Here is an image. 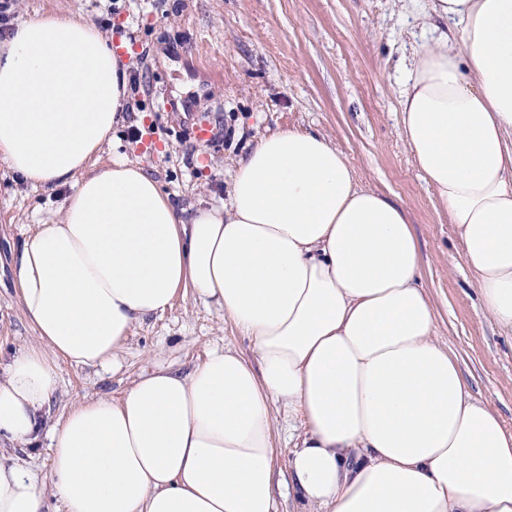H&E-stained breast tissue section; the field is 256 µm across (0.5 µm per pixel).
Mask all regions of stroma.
I'll return each instance as SVG.
<instances>
[{
	"mask_svg": "<svg viewBox=\"0 0 512 512\" xmlns=\"http://www.w3.org/2000/svg\"><path fill=\"white\" fill-rule=\"evenodd\" d=\"M428 0H15L16 19L77 14L131 45L135 66L125 122L103 158L141 162L176 207L224 199L229 171L259 132L318 131L343 151L358 182L409 211L437 310L435 339L457 360L473 395L512 423V337L483 310L453 225L400 134L403 65L431 37ZM217 138H192L197 116ZM70 186L34 188L0 163V352L38 345L11 276L12 252L55 218ZM251 343L211 305L181 293L137 324L113 364L58 360L48 408L58 417L98 397L120 398L156 367L189 372L216 348Z\"/></svg>",
	"mask_w": 512,
	"mask_h": 512,
	"instance_id": "stroma-1",
	"label": "stroma"
}]
</instances>
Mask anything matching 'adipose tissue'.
Segmentation results:
<instances>
[{
  "instance_id": "ef3b65f1",
  "label": "adipose tissue",
  "mask_w": 512,
  "mask_h": 512,
  "mask_svg": "<svg viewBox=\"0 0 512 512\" xmlns=\"http://www.w3.org/2000/svg\"><path fill=\"white\" fill-rule=\"evenodd\" d=\"M445 29L399 94L401 134L459 234L481 304L512 334V0H431ZM129 61L90 21L43 14L0 39V163L72 186L13 256L40 346L0 366V442L51 436L48 480L0 457V512H278L273 415L314 512H512V426L432 334L405 205L361 187L324 134L257 135L221 205L177 208L137 162L96 166ZM193 291L246 336L189 373L47 422L56 361L113 362L135 324Z\"/></svg>"
}]
</instances>
